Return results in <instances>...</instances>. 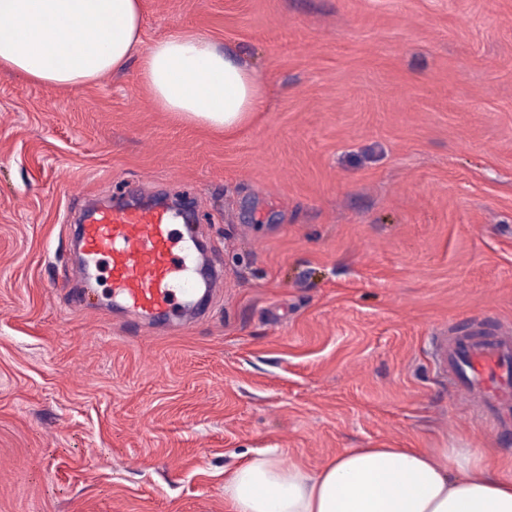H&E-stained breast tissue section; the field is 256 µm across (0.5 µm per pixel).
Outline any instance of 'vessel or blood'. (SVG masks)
Returning <instances> with one entry per match:
<instances>
[{
  "label": "vessel or blood",
  "instance_id": "b4317fda",
  "mask_svg": "<svg viewBox=\"0 0 512 512\" xmlns=\"http://www.w3.org/2000/svg\"><path fill=\"white\" fill-rule=\"evenodd\" d=\"M175 212L110 206L88 212L75 234L82 260L71 269L84 278L103 266L115 307L130 318L179 323L189 300L207 295L212 281L196 280L192 249L176 234ZM435 357L453 395L492 428L512 423V326L486 330L477 321L438 337Z\"/></svg>",
  "mask_w": 512,
  "mask_h": 512
}]
</instances>
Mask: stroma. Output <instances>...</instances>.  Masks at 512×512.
Wrapping results in <instances>:
<instances>
[{
	"instance_id": "stroma-1",
	"label": "stroma",
	"mask_w": 512,
	"mask_h": 512,
	"mask_svg": "<svg viewBox=\"0 0 512 512\" xmlns=\"http://www.w3.org/2000/svg\"><path fill=\"white\" fill-rule=\"evenodd\" d=\"M252 68L227 135L122 71L66 89L0 70V512H232L224 473L267 448H476L432 336L512 323V0H145ZM190 197L224 268L204 317L128 324L71 284L90 200ZM87 306H68L67 294Z\"/></svg>"
}]
</instances>
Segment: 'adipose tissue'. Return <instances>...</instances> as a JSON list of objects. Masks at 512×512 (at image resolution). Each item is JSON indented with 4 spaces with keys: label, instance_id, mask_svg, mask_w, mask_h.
<instances>
[{
    "label": "adipose tissue",
    "instance_id": "1",
    "mask_svg": "<svg viewBox=\"0 0 512 512\" xmlns=\"http://www.w3.org/2000/svg\"><path fill=\"white\" fill-rule=\"evenodd\" d=\"M143 0H0V68L77 88L141 54L156 106L232 133L261 111L257 74L214 41L172 28L142 40ZM233 512H512V478L469 448H349L309 472L276 451L224 477Z\"/></svg>",
    "mask_w": 512,
    "mask_h": 512
}]
</instances>
